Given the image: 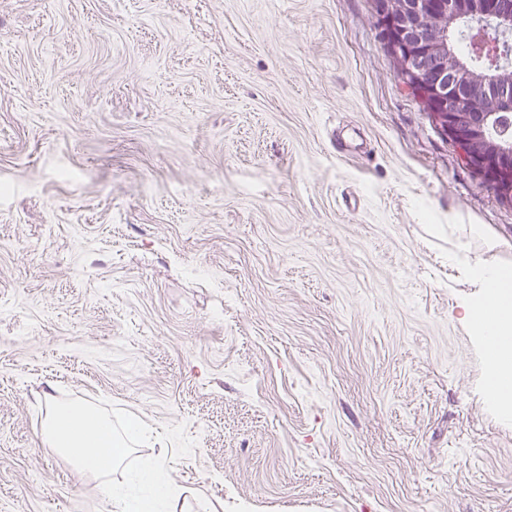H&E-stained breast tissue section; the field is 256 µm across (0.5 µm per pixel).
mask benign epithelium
Here are the masks:
<instances>
[{
	"mask_svg": "<svg viewBox=\"0 0 512 512\" xmlns=\"http://www.w3.org/2000/svg\"><path fill=\"white\" fill-rule=\"evenodd\" d=\"M475 5L470 34L491 27L512 32V0H377L376 16L396 69L405 85L422 103L435 125L460 151L466 168L489 185L497 199L512 205V141L495 142L486 130L512 112V84L496 81L494 74L512 62L505 57L484 67L481 88L495 105L493 112H478L467 105V88L454 81L448 58L453 29L431 16L455 17Z\"/></svg>",
	"mask_w": 512,
	"mask_h": 512,
	"instance_id": "1",
	"label": "benign epithelium"
}]
</instances>
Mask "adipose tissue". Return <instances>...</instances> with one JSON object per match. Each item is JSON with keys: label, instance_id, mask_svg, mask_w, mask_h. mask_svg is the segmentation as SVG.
<instances>
[{"label": "adipose tissue", "instance_id": "adipose-tissue-1", "mask_svg": "<svg viewBox=\"0 0 512 512\" xmlns=\"http://www.w3.org/2000/svg\"><path fill=\"white\" fill-rule=\"evenodd\" d=\"M454 261L487 297L481 304L462 299L461 307L485 361V392L504 418H512V270L471 256L465 247Z\"/></svg>", "mask_w": 512, "mask_h": 512}]
</instances>
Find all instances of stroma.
Here are the masks:
<instances>
[{
  "mask_svg": "<svg viewBox=\"0 0 512 512\" xmlns=\"http://www.w3.org/2000/svg\"><path fill=\"white\" fill-rule=\"evenodd\" d=\"M462 246L372 0H0V512H114L66 393L185 424L173 512H512Z\"/></svg>",
  "mask_w": 512,
  "mask_h": 512,
  "instance_id": "stroma-1",
  "label": "stroma"
}]
</instances>
